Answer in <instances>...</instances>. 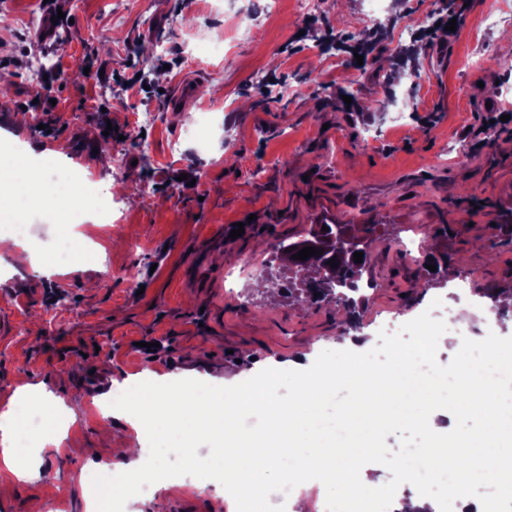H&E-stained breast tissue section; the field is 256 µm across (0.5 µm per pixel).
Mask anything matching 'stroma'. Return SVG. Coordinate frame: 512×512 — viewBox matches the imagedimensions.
<instances>
[{"label":"stroma","mask_w":512,"mask_h":512,"mask_svg":"<svg viewBox=\"0 0 512 512\" xmlns=\"http://www.w3.org/2000/svg\"><path fill=\"white\" fill-rule=\"evenodd\" d=\"M0 0V153L16 140L64 145L53 168L83 173L92 210L29 197L0 200V226L22 214L39 253L74 241L96 255L51 263L45 276L0 265V410L18 385L63 403L68 427L33 435L23 481L0 466V512L49 503L86 512L84 483L133 431L101 416L96 396L145 373L232 386L270 362L343 350L332 306L246 295L240 260L277 271L275 245L326 218L374 225L366 279L374 287L362 320L382 311L420 315L449 287L482 308L483 295L512 293V0H454L462 20L443 28L440 0H324L309 15L298 0L261 15L260 0ZM257 18L251 39L232 32ZM54 17L50 39L28 28ZM363 53L365 65L355 55ZM46 57L45 83L26 77ZM354 92L352 103L337 90ZM144 111L159 121L138 133ZM210 118L206 139L193 129ZM118 137L105 140L108 126ZM244 232L231 238L234 224ZM424 234L447 256L454 281L426 285L421 255L403 242ZM61 438L63 455L51 446ZM169 478L156 497L130 498L125 512H227L226 490L205 493Z\"/></svg>","instance_id":"1"}]
</instances>
